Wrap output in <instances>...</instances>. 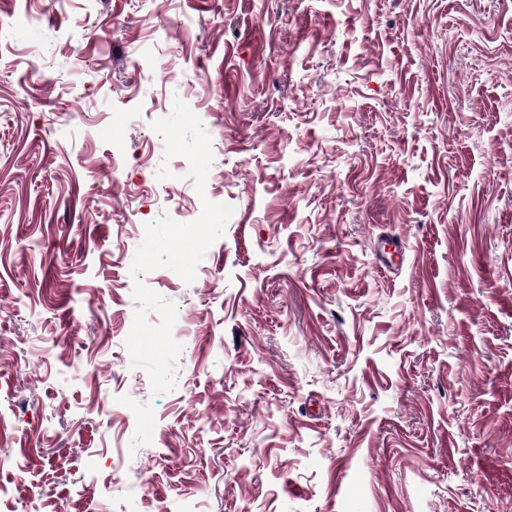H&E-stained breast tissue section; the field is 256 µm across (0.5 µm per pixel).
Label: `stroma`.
<instances>
[{
    "label": "stroma",
    "instance_id": "stroma-1",
    "mask_svg": "<svg viewBox=\"0 0 512 512\" xmlns=\"http://www.w3.org/2000/svg\"><path fill=\"white\" fill-rule=\"evenodd\" d=\"M0 512H512V0H0ZM196 189L152 127L174 100ZM170 176L158 178L160 165ZM232 205L125 340L145 224Z\"/></svg>",
    "mask_w": 512,
    "mask_h": 512
}]
</instances>
